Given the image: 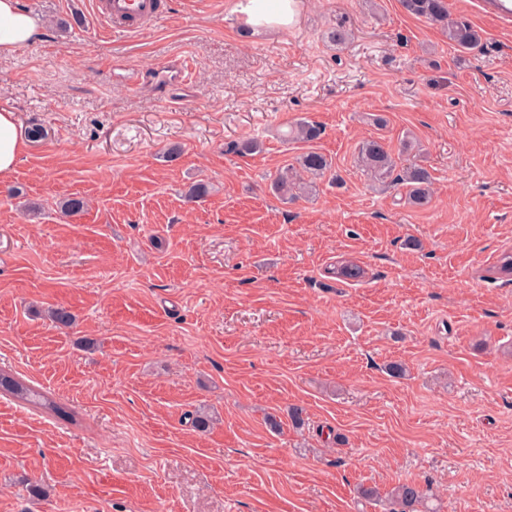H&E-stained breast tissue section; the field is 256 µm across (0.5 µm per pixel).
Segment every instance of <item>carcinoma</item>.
Listing matches in <instances>:
<instances>
[{
    "label": "carcinoma",
    "mask_w": 512,
    "mask_h": 512,
    "mask_svg": "<svg viewBox=\"0 0 512 512\" xmlns=\"http://www.w3.org/2000/svg\"><path fill=\"white\" fill-rule=\"evenodd\" d=\"M404 10L418 18L441 26L448 34V40L459 50H470L481 40L478 30L463 21L448 20L447 0H400ZM321 128L312 121L301 119L291 128V138L310 142L319 138ZM358 162L370 177L380 183L401 185L406 188L408 204L425 207L431 201L432 176L427 168L419 165L396 171L397 164L392 153L378 139L366 140L359 147ZM302 171L313 176H322L330 168L327 157L315 151H309L299 158ZM275 191L287 195L295 189H302L298 175L291 170L281 173L274 183ZM493 279H512V251L502 252L496 263L488 270ZM0 389L11 394L24 405L35 409L68 417L67 412L47 393L28 384L22 379L0 373ZM394 508L392 512H431L426 496L419 485L402 483L390 492Z\"/></svg>",
    "instance_id": "1"
}]
</instances>
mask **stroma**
<instances>
[{
    "label": "stroma",
    "mask_w": 512,
    "mask_h": 512,
    "mask_svg": "<svg viewBox=\"0 0 512 512\" xmlns=\"http://www.w3.org/2000/svg\"><path fill=\"white\" fill-rule=\"evenodd\" d=\"M162 3L109 33L87 0H19L41 34L0 52V110L47 131L0 181V372L75 416L0 392V512H390L358 487L406 481L512 512V283L484 277L512 249V30L448 0L464 52L399 0H296L245 41L249 0ZM302 118L318 139H279ZM377 136L431 172L428 207L358 166ZM310 150L330 171L273 193Z\"/></svg>",
    "instance_id": "stroma-1"
}]
</instances>
